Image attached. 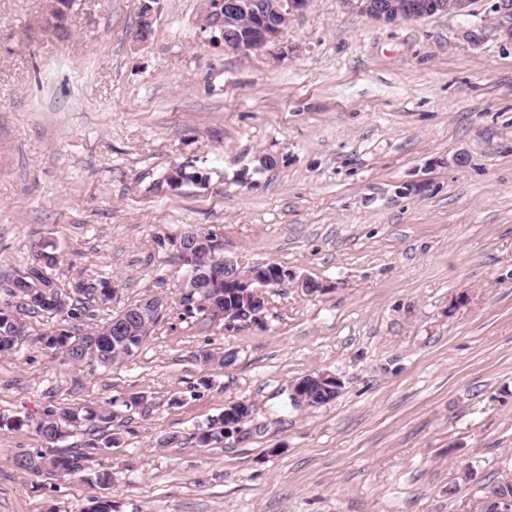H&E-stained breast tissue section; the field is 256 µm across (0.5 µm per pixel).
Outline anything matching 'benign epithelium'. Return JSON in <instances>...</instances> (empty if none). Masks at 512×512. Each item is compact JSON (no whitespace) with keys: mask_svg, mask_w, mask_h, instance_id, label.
<instances>
[{"mask_svg":"<svg viewBox=\"0 0 512 512\" xmlns=\"http://www.w3.org/2000/svg\"><path fill=\"white\" fill-rule=\"evenodd\" d=\"M352 10L365 15L375 21L392 23L400 19L418 20L441 11L450 15H467L473 0H409L400 8H395L386 0H343ZM308 6V0H268L262 5L263 14L277 18V24L272 25L268 21H262V25L248 43H243L225 37L224 23L232 21L241 4L237 0H224V10H214V17L204 24V31L211 34L215 41L224 46V50L242 54L245 51H257L276 41L284 26L288 25L296 16L303 13ZM296 279L294 272L277 264H271L266 268H251L241 270L231 258H224V295H234L240 288H252L258 297L265 298L264 288L270 285H282ZM264 306L256 303L249 308L230 309L224 313L216 314L213 319H224L231 323L237 320L257 319ZM330 384V387L338 392L342 387L339 378L319 372L309 379L297 381L292 390V399L298 405H310L313 394L310 388L314 384ZM512 489V476H507L501 486L493 490L490 495L493 512H512V495L508 489Z\"/></svg>","mask_w":512,"mask_h":512,"instance_id":"1","label":"benign epithelium"}]
</instances>
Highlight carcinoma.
<instances>
[{
    "label": "carcinoma",
    "mask_w": 512,
    "mask_h": 512,
    "mask_svg": "<svg viewBox=\"0 0 512 512\" xmlns=\"http://www.w3.org/2000/svg\"><path fill=\"white\" fill-rule=\"evenodd\" d=\"M243 8L234 18L233 27L238 38H249L259 25L254 5L263 0H239ZM172 177H164L154 184L157 191L175 190V185L193 184L206 187L210 182L209 172L203 169L179 166L172 170ZM192 238L173 242L178 259L186 266V278L178 300L184 314H205L208 308L219 310L241 308L245 298H224V278L216 277V266L224 257L216 235L211 231L189 230ZM60 263V254L55 245L45 242L34 246V260L9 280L8 295L19 297L13 304L0 303V353H9L15 343L25 336L24 317L42 314L61 317V322L50 330L39 334L38 342L46 349L56 352L74 366L85 365L110 369L134 357L143 343L154 331L167 300L161 296L148 295L127 305L112 318L95 326L88 332L76 327L74 321L93 317L92 310L82 301H73L58 285L53 270ZM75 291L85 295L89 301L105 302L112 299L115 289L105 279H83L76 283ZM116 418L112 406L96 405L76 407L44 408L37 420L26 415L0 414V435L5 436L32 428L48 445L64 439L69 430L88 427L101 433L103 448L121 444L118 433L111 430ZM197 443L207 446L224 439V415L207 421L195 433ZM17 469L34 475L44 470L58 478L89 481L105 490L112 485V472L96 470L91 466L92 457L82 450L67 453L46 454L41 451L22 450L13 457Z\"/></svg>",
    "instance_id": "carcinoma-1"
}]
</instances>
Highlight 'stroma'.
Instances as JSON below:
<instances>
[{
    "label": "stroma",
    "instance_id": "obj_1",
    "mask_svg": "<svg viewBox=\"0 0 512 512\" xmlns=\"http://www.w3.org/2000/svg\"><path fill=\"white\" fill-rule=\"evenodd\" d=\"M201 3L156 0L141 40L143 0H72L62 39L54 0H0V301L50 240L64 290L117 283L96 322L171 303L109 370L56 358L29 319L0 355V414L117 401L123 444L93 453L116 512H480L512 473V21L495 0L393 23L309 0L241 55L209 44ZM179 165L208 188L153 190ZM202 228L325 291L266 289L255 322L182 315L171 242ZM314 372L338 396L293 407ZM137 392L146 408L123 406ZM238 400L244 432L199 446ZM43 447L0 438V512H89L96 487L14 467ZM308 376L310 377L309 379H300L293 386L291 395L294 403L297 405L310 406V402L313 399V394L311 393L310 388L314 385V383L325 386V382H327L336 393L333 394L332 392H328L326 390H316L315 400L317 403H328L335 399L339 394V391L342 387V382L334 375L326 372H317L316 376L313 374Z\"/></svg>",
    "mask_w": 512,
    "mask_h": 512
}]
</instances>
